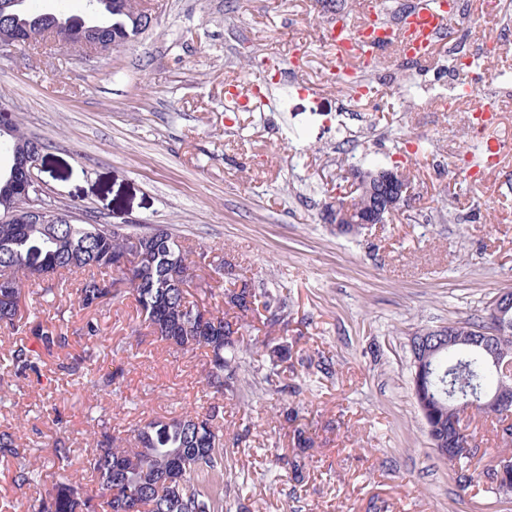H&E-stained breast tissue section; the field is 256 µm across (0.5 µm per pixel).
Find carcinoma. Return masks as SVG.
I'll return each mask as SVG.
<instances>
[{"instance_id":"carcinoma-1","label":"carcinoma","mask_w":512,"mask_h":512,"mask_svg":"<svg viewBox=\"0 0 512 512\" xmlns=\"http://www.w3.org/2000/svg\"><path fill=\"white\" fill-rule=\"evenodd\" d=\"M28 0L0 12V29L12 34L13 45H26L31 35L54 31L61 40L75 43L90 32L107 49L123 44L142 26L139 13L126 0H87L84 9L57 16L27 7ZM9 129L12 148L20 153L32 143L4 112L0 127ZM42 208L44 223L29 220L28 210ZM51 197L26 190L13 177L12 165L0 162V325L12 329L31 326L44 348H62V329L31 313L25 288L48 282L45 291L75 290L81 309L130 294L151 332L177 349L209 350L206 384L222 395L236 382L240 345L235 336L255 320L270 331L284 323L277 300L248 282L224 288V259L186 246L158 225L149 232L112 231L110 224H69ZM132 272L127 277L124 270ZM195 286L215 298L221 290L230 316L218 305L188 300ZM273 362L292 357L288 342L263 341ZM34 357L21 345L0 359V372H19L32 366ZM422 402L418 403L434 449L454 450L472 435L448 418V408L490 415L479 401L487 387L498 384L487 372L475 348L458 345L439 349L422 374ZM99 435L87 459L92 490L86 476L75 473L55 483L38 499L33 512H224V423L212 410L185 413L178 418L154 420L134 430V447L124 448L98 424ZM459 477L468 486L474 477H486L494 490L495 466L485 467L478 457L459 459Z\"/></svg>"}]
</instances>
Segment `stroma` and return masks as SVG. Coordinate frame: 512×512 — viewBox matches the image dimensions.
Returning <instances> with one entry per match:
<instances>
[{
	"label": "stroma",
	"instance_id": "1",
	"mask_svg": "<svg viewBox=\"0 0 512 512\" xmlns=\"http://www.w3.org/2000/svg\"><path fill=\"white\" fill-rule=\"evenodd\" d=\"M153 23L132 42L82 54L63 42L0 52V106L43 150L47 196L78 220L162 225L223 257L225 281L248 280L280 299L290 361L257 355L245 333L235 396L212 395L204 351L177 353L156 338L133 296L80 309L74 296L26 291L40 318L60 325L62 350L0 327V354L23 340L35 368L0 378V432L18 457H0V512H27L48 488L65 441L81 467L95 417L114 437L154 419L219 406L224 413L226 512H512L483 480L461 488L433 449L411 388L410 339L426 328L484 319L512 290V45L485 55L500 114L485 132L499 162L473 180L455 171L475 141L466 112L444 110L452 71L445 50L427 63L388 48L360 92L330 69L326 30L356 23L361 0L340 11L322 0H152ZM453 29L475 43L512 28L471 12ZM249 99L230 108L225 88ZM411 176L414 196L390 223L354 236L326 220L330 194L354 169ZM98 333L85 335L86 322ZM89 357L97 387L67 365ZM330 361V372L320 371ZM278 373V387L266 382ZM249 429L246 441L233 437ZM314 440L303 482L285 463L294 429Z\"/></svg>",
	"mask_w": 512,
	"mask_h": 512
}]
</instances>
